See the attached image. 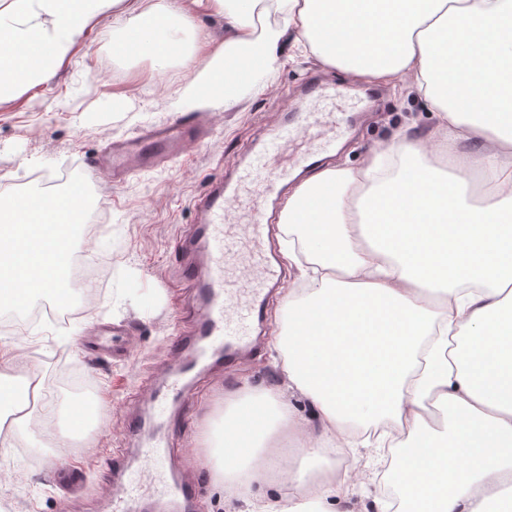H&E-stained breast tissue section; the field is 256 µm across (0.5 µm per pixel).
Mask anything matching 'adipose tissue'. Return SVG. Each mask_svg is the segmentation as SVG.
<instances>
[{"instance_id":"obj_1","label":"adipose tissue","mask_w":512,"mask_h":512,"mask_svg":"<svg viewBox=\"0 0 512 512\" xmlns=\"http://www.w3.org/2000/svg\"><path fill=\"white\" fill-rule=\"evenodd\" d=\"M193 7L223 17V42ZM105 14L121 54L190 64L179 112L232 109L310 55L361 81L409 78L437 118L285 200L279 224L297 243L284 259L311 265L281 307L285 381L225 393L201 440L233 512H344V451L359 446L400 452L402 498L376 512H512V36L499 34L512 0H0V103L49 79ZM269 445L303 460L274 502L237 486L244 468L266 483Z\"/></svg>"}]
</instances>
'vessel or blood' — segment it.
I'll use <instances>...</instances> for the list:
<instances>
[{
  "instance_id": "b4317fda",
  "label": "vessel or blood",
  "mask_w": 512,
  "mask_h": 512,
  "mask_svg": "<svg viewBox=\"0 0 512 512\" xmlns=\"http://www.w3.org/2000/svg\"><path fill=\"white\" fill-rule=\"evenodd\" d=\"M318 123L313 112L283 122L274 137L252 149L234 180H217L197 202L196 222L179 245L189 255L181 277L196 292L197 316L192 335L182 337L177 347L186 361L171 367L165 386L153 397L152 412L161 422L173 418L170 404L183 392L181 376L199 342H208L228 362L254 350L265 302L282 284L266 240L267 209L262 200L300 181L317 164L324 149L313 132ZM207 136L201 118L182 117L113 144L106 155L86 158V169L96 174L106 167L113 178L124 181L147 163L179 157L187 144L204 142ZM130 430L140 443L142 464L135 470L124 465L115 470L113 512H137L149 482L161 484L163 493L175 488L182 498H189L197 480L189 475L174 487L164 483L161 454L144 425L133 423Z\"/></svg>"
}]
</instances>
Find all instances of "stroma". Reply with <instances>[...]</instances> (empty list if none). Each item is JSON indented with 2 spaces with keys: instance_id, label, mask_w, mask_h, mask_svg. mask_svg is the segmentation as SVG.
<instances>
[{
  "instance_id": "obj_1",
  "label": "stroma",
  "mask_w": 512,
  "mask_h": 512,
  "mask_svg": "<svg viewBox=\"0 0 512 512\" xmlns=\"http://www.w3.org/2000/svg\"><path fill=\"white\" fill-rule=\"evenodd\" d=\"M316 74L346 87L348 97L337 109L354 117L323 153V162L338 159L358 166L372 147L405 124H415L421 134L435 121L424 99L407 85L379 87L378 98L371 99L365 83L301 56L284 64L273 86L247 101L244 111H207L210 137L191 146L178 162L122 184L98 177L92 187L99 203L98 229L79 239L73 257L95 263L100 292L77 287L79 301L66 320L13 335L24 349L38 354L27 367L40 378L45 403H64V395L55 391L59 375L75 385H92L98 393L95 433L79 447L48 442L39 447L35 441L50 422L36 415L26 434L13 439L9 455L0 456V469L13 473L9 487L0 488V512H112L109 475L122 449L132 445L126 418L134 411L149 414L156 373L172 357L175 341L193 325V297L179 280L177 243L195 220V203L219 174L241 167L252 147L288 115L310 111L312 103L302 90ZM188 75L183 65L158 71L147 59L121 56L113 45L111 16L99 18L47 83L0 105V193L36 182L61 186L84 172L85 157L110 142L176 119L170 101ZM297 276L296 269H283V289L266 303L269 333L251 355L232 368L209 365L176 405L181 426L171 433L164 458L167 468L200 473L196 512H226L224 492L213 483L199 447L216 403L224 392L239 388L242 377L256 387L284 379L274 364L272 334L279 328L282 292L297 287ZM103 325L126 328L114 345L127 349V356L87 349V341ZM381 454L377 478L353 483L350 504L358 512L395 494L389 480L394 453L385 448Z\"/></svg>"
}]
</instances>
